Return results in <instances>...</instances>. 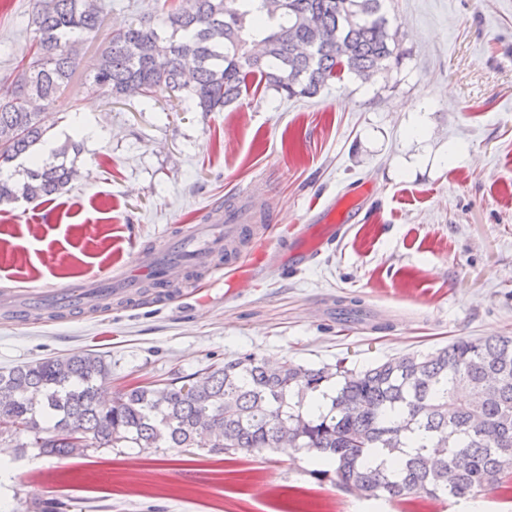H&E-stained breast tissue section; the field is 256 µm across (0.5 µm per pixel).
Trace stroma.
<instances>
[{
	"label": "stroma",
	"instance_id": "obj_1",
	"mask_svg": "<svg viewBox=\"0 0 512 512\" xmlns=\"http://www.w3.org/2000/svg\"><path fill=\"white\" fill-rule=\"evenodd\" d=\"M36 0H0V77L26 53ZM179 0H112L82 63L48 110L39 148L68 140L65 192L0 205V291L66 288L131 262L142 246L265 191L272 236L343 219L346 236L288 273L257 269L251 288L193 280L183 300L144 298L36 324L0 320V370L97 351L105 395L132 381L203 372L253 353L305 365L367 367L456 338L512 336V0H386L403 59L364 83L343 76L311 98L265 86L221 112L192 103L103 104L85 75L113 31ZM0 466V512H462L454 498L412 506L316 481L286 451L35 450Z\"/></svg>",
	"mask_w": 512,
	"mask_h": 512
}]
</instances>
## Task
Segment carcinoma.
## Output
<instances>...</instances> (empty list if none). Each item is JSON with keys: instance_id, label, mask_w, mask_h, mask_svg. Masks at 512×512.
<instances>
[{"instance_id": "carcinoma-1", "label": "carcinoma", "mask_w": 512, "mask_h": 512, "mask_svg": "<svg viewBox=\"0 0 512 512\" xmlns=\"http://www.w3.org/2000/svg\"><path fill=\"white\" fill-rule=\"evenodd\" d=\"M182 0L153 20L112 34L88 74L110 104L128 96L191 100L221 112L248 79L287 98H311L348 74L367 83L402 59L383 0ZM107 0H38L30 55L0 79V171L25 158L16 182L0 174V203L37 202L72 181L70 143L41 162L43 111L80 64L79 45L99 29ZM112 365L95 351L0 371V437L26 434L42 453L103 448H201L215 454L289 450L311 457V475L342 490L405 504L468 498L512 478V336L460 338L427 353L365 368L345 361L276 365L253 354L162 385L100 398ZM465 389L468 399L453 402ZM383 457L380 463L373 458Z\"/></svg>"}]
</instances>
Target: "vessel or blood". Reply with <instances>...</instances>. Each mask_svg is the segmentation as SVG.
I'll list each match as a JSON object with an SVG mask.
<instances>
[{"instance_id":"b4317fda","label":"vessel or blood","mask_w":512,"mask_h":512,"mask_svg":"<svg viewBox=\"0 0 512 512\" xmlns=\"http://www.w3.org/2000/svg\"><path fill=\"white\" fill-rule=\"evenodd\" d=\"M254 194L238 197L232 209L217 219L191 225L187 232L164 243L138 250L129 270L114 274L110 298L135 302L144 282H152L156 298L166 304L181 299V288L189 270L213 278L228 276L231 287L245 288L250 282L247 265L238 258L245 242H265L266 226L253 223ZM342 224H316L289 240L287 247L266 250L265 259L276 265H301L312 262L323 247L336 242L345 232ZM101 296L86 297L78 289L45 301L33 293L0 295V316L24 320L35 311L55 315H74L101 303Z\"/></svg>"}]
</instances>
